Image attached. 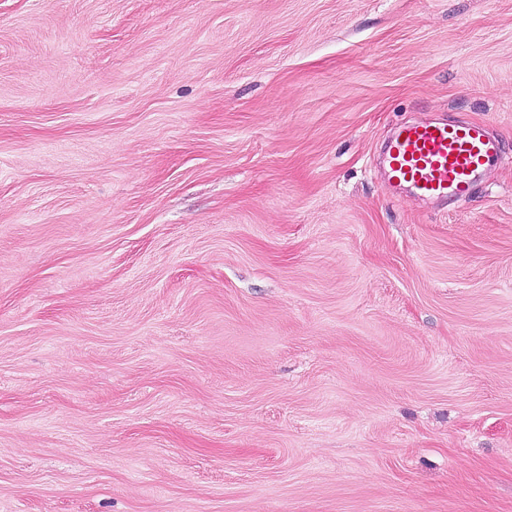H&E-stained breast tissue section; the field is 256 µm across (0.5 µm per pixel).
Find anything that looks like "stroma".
<instances>
[{
  "mask_svg": "<svg viewBox=\"0 0 512 512\" xmlns=\"http://www.w3.org/2000/svg\"><path fill=\"white\" fill-rule=\"evenodd\" d=\"M0 512H512V0H0ZM499 154L486 126L476 122L401 126L389 147V180L415 194L440 199L468 197L477 176Z\"/></svg>",
  "mask_w": 512,
  "mask_h": 512,
  "instance_id": "obj_1",
  "label": "stroma"
}]
</instances>
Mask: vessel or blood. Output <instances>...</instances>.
Segmentation results:
<instances>
[{
  "label": "vessel or blood",
  "instance_id": "b4317fda",
  "mask_svg": "<svg viewBox=\"0 0 512 512\" xmlns=\"http://www.w3.org/2000/svg\"><path fill=\"white\" fill-rule=\"evenodd\" d=\"M498 154V144L483 124H409L395 135L386 169L389 180L410 187L417 195L463 199Z\"/></svg>",
  "mask_w": 512,
  "mask_h": 512
}]
</instances>
